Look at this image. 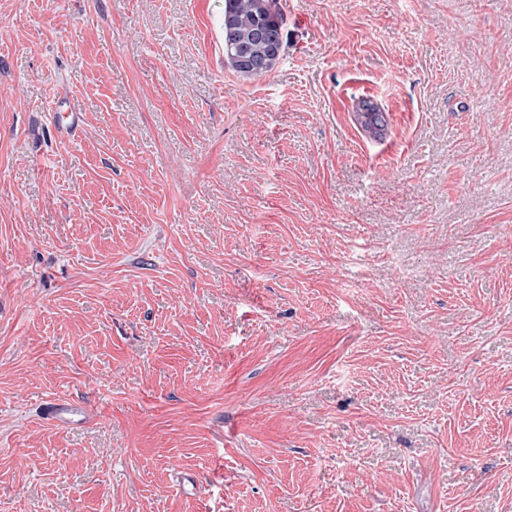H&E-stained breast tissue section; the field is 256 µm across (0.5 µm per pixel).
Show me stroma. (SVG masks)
<instances>
[{
    "mask_svg": "<svg viewBox=\"0 0 512 512\" xmlns=\"http://www.w3.org/2000/svg\"><path fill=\"white\" fill-rule=\"evenodd\" d=\"M280 3L0 0V512H512V0ZM284 25L285 18L278 0H224V59L235 72L244 76L265 75L272 70L285 49ZM261 26L270 28L273 34L275 44L271 53L251 39L254 29ZM230 32L238 43L250 45L254 54L263 57V64L251 61L254 65L262 64L259 70L252 73L240 70L234 58L238 49L236 42L229 37ZM357 119L361 126L372 134H380L386 124L384 112H380V108L370 100L364 99L358 107ZM42 412L46 419L59 424H66L78 413H85L82 408L77 407L71 402L60 399L47 401L42 407Z\"/></svg>",
    "mask_w": 512,
    "mask_h": 512,
    "instance_id": "obj_1",
    "label": "stroma"
}]
</instances>
